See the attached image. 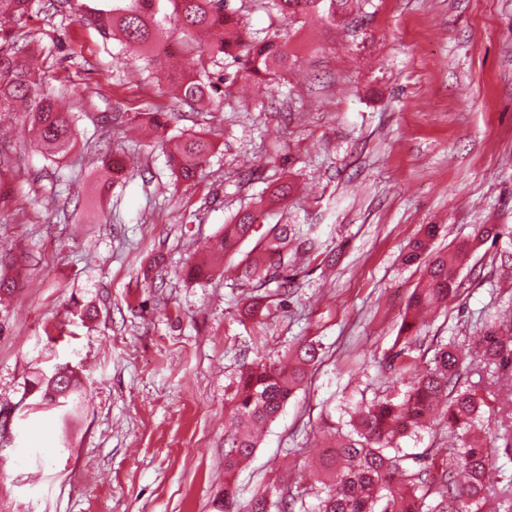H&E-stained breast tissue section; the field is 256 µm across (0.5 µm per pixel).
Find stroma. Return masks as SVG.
<instances>
[{"mask_svg":"<svg viewBox=\"0 0 512 512\" xmlns=\"http://www.w3.org/2000/svg\"><path fill=\"white\" fill-rule=\"evenodd\" d=\"M84 2L34 6L23 28L44 87L74 111V148L47 158L23 113L0 119V251L21 259L0 306V512H217L227 387L241 365L307 340L319 361L235 475L243 503L276 477L302 489L354 412L406 389L384 365L421 276L402 262L421 225L439 226L440 249L478 224L502 233L423 324L418 367L512 317V0H350L290 20L227 0L255 36L286 37L293 64L271 94L241 98L240 64L225 59L206 112L104 40ZM158 109L175 113L168 136L213 142L202 178L175 180L160 141L131 132ZM284 182L291 195L268 205ZM249 206L267 229L308 225L322 250L293 266L285 304L254 316L256 291L233 273L252 242L211 279L183 273ZM62 366L85 390L65 421L34 408V382ZM485 423L510 476L512 400Z\"/></svg>","mask_w":512,"mask_h":512,"instance_id":"1","label":"stroma"}]
</instances>
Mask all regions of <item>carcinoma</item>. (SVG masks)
Wrapping results in <instances>:
<instances>
[{
	"mask_svg": "<svg viewBox=\"0 0 512 512\" xmlns=\"http://www.w3.org/2000/svg\"><path fill=\"white\" fill-rule=\"evenodd\" d=\"M173 6L182 33L191 40L199 57L213 65L226 57L241 61V77L267 83L288 69L287 42L276 33L257 38L247 21L226 10V0H96L87 20L105 38L119 37L126 46L138 48L146 65L161 64L157 44L168 35L156 16L163 2ZM283 17L320 11L327 0H258ZM34 0H0V113L24 112L37 131L38 145L51 158L67 154L75 145V117L59 107L57 97L41 91L39 75L29 64V54L19 45L20 31L32 12ZM206 69L176 77L178 100L186 105L224 93L220 86L204 80ZM169 162L176 179L202 176L213 144L197 134L168 140ZM438 229L427 224L403 255L406 265L423 268L402 315L399 335L404 345L412 343L420 315L448 303L461 286V260L492 239L501 230L497 224H480L474 234L447 252L433 249ZM255 240L239 267L241 278L260 291L270 286L282 297L296 287L289 275L298 256L318 249V243L299 226L276 224L259 232L254 214L245 210L224 225L221 249L229 253L240 242ZM219 257L188 266L187 276L206 278ZM14 262L0 253V301L16 289L9 270ZM405 349L387 361L391 373L400 377L416 369L404 358ZM319 351L311 342L299 344L280 364L263 360L246 364L229 389L235 426L224 431V492L215 500L218 512H417V502L434 497L435 512H484L486 478L494 468V449L487 441L484 415L498 400L492 390L466 384L464 361L468 353L452 344L435 349L426 368L398 400L386 393L376 396L351 417L350 429L336 435L318 462L322 479L310 491L292 494L288 485L276 480L241 504L231 481L240 464L250 457L257 442L253 429L274 421L288 399L307 377ZM476 359L494 370L512 369V325L493 324L483 329ZM80 379L68 370L57 379H47L38 402L44 410L58 411L76 406ZM446 404L443 421L452 430L456 444L448 449V464L437 462L438 449L408 454L398 442L427 427L436 407ZM316 499L314 506L306 498Z\"/></svg>",
	"mask_w": 512,
	"mask_h": 512,
	"instance_id": "carcinoma-1",
	"label": "carcinoma"
}]
</instances>
